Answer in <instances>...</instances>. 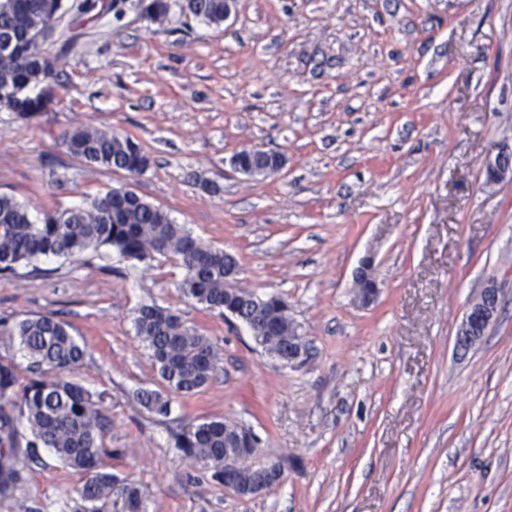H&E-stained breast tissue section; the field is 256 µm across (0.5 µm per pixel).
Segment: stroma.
<instances>
[{"mask_svg":"<svg viewBox=\"0 0 512 512\" xmlns=\"http://www.w3.org/2000/svg\"><path fill=\"white\" fill-rule=\"evenodd\" d=\"M169 0L65 14L43 49L57 79L45 109L0 110V193L32 217L135 191L238 262L235 287L278 294L306 343L282 365L240 322L178 288L172 260L107 249L0 278V321L53 315L86 354L72 379L102 395L104 470L138 485L148 512H512V0H238L221 26ZM90 127L138 143L139 176L71 155ZM277 152L251 177L232 156ZM374 259L367 306L354 274ZM495 283L481 340L454 341ZM170 307L222 357L169 417L133 396L157 387L135 334L141 303ZM206 420L251 428L281 484L238 497L184 456L174 434ZM0 493V512H86L83 474L47 449ZM130 6L139 9L150 21L159 24L165 21L170 10L168 0H137L136 3H130Z\"/></svg>","mask_w":512,"mask_h":512,"instance_id":"stroma-1","label":"stroma"}]
</instances>
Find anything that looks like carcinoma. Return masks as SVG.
Masks as SVG:
<instances>
[{"label":"carcinoma","mask_w":512,"mask_h":512,"mask_svg":"<svg viewBox=\"0 0 512 512\" xmlns=\"http://www.w3.org/2000/svg\"><path fill=\"white\" fill-rule=\"evenodd\" d=\"M133 7L159 24L170 10L169 0H136ZM90 8L86 0L69 6L64 0H0V39L12 41L10 50L0 51L1 109L20 118L44 109V99L30 97L28 89L55 79L56 73L34 36L69 10L85 13ZM181 10L208 24H224V0H183ZM63 143L71 155L116 172L139 175L150 166L137 143L115 133L76 128L64 135ZM233 160L244 171L262 172L278 168L283 156L244 149ZM100 248L139 264L148 265L160 257L180 261L184 274L179 288L184 296L221 314L230 309L233 318L252 330L268 350L288 358V336L296 327L285 300L276 295L259 300L244 289L227 288L224 266H238L236 259L173 223L163 209L134 191L114 187L82 207L46 212L39 223L31 220L28 208L0 194V276H21L22 269L41 259L76 260ZM0 327L17 338L28 359L29 374L19 389L15 365L0 361V471L17 480L27 466L15 451L23 427L26 447L49 448L62 464L86 475L79 494L88 512H104L114 495L122 512H147L138 487L99 467L106 418L92 394L66 377L85 356L70 325L52 315H38ZM134 327L160 378V388H140L136 398L152 413L166 417L172 396L199 392L217 373L221 358L214 345L172 308L142 304L135 311ZM175 447L224 481V421L197 424L176 438ZM260 475L262 468L245 464L232 473L240 486Z\"/></svg>","instance_id":"obj_1"}]
</instances>
